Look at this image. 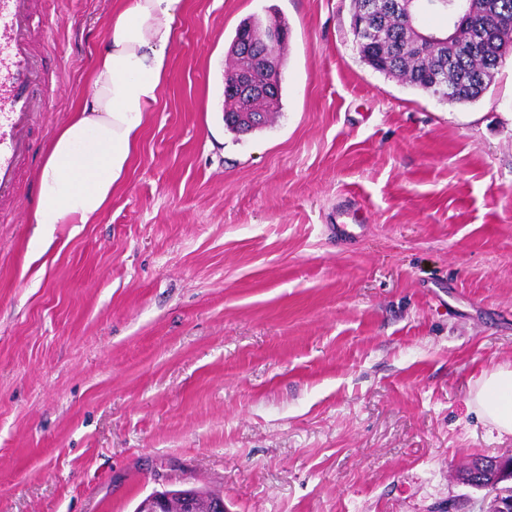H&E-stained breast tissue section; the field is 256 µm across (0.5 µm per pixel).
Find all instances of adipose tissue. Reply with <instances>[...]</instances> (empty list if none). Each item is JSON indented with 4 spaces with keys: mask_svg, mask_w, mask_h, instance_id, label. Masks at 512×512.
<instances>
[{
    "mask_svg": "<svg viewBox=\"0 0 512 512\" xmlns=\"http://www.w3.org/2000/svg\"><path fill=\"white\" fill-rule=\"evenodd\" d=\"M182 8L183 0H120L113 10L89 96L53 136L36 172L32 223L94 224L102 217L166 78ZM472 404L492 427L512 434V368L483 371Z\"/></svg>",
    "mask_w": 512,
    "mask_h": 512,
    "instance_id": "adipose-tissue-1",
    "label": "adipose tissue"
}]
</instances>
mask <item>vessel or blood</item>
Instances as JSON below:
<instances>
[{"instance_id":"obj_1","label":"vessel or blood","mask_w":512,"mask_h":512,"mask_svg":"<svg viewBox=\"0 0 512 512\" xmlns=\"http://www.w3.org/2000/svg\"><path fill=\"white\" fill-rule=\"evenodd\" d=\"M35 0H0V205H14L30 133L43 110L44 69L30 43Z\"/></svg>"}]
</instances>
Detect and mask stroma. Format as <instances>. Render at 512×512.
<instances>
[{
  "label": "stroma",
  "mask_w": 512,
  "mask_h": 512,
  "mask_svg": "<svg viewBox=\"0 0 512 512\" xmlns=\"http://www.w3.org/2000/svg\"><path fill=\"white\" fill-rule=\"evenodd\" d=\"M37 2L50 95L0 209V512H134L168 482L227 512H486L459 473L512 455L471 405L512 367V55L451 107L360 59L352 0H185L123 185L43 236L35 174L116 0ZM273 10L280 110L238 136L227 51Z\"/></svg>",
  "instance_id": "1"
}]
</instances>
